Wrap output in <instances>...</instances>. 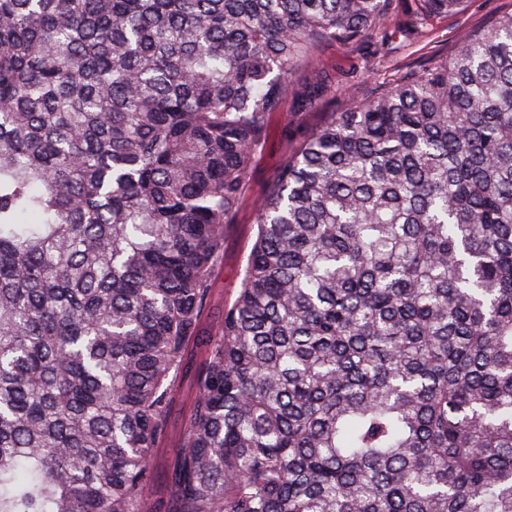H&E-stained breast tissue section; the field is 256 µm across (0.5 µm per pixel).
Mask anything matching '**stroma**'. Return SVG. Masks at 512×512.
Here are the masks:
<instances>
[{
    "mask_svg": "<svg viewBox=\"0 0 512 512\" xmlns=\"http://www.w3.org/2000/svg\"><path fill=\"white\" fill-rule=\"evenodd\" d=\"M414 9V0H396L388 22L393 33L389 43H382L376 35L356 46L325 45L316 64L335 72L332 92L309 109L301 108L297 100H289L283 112L272 117L268 149L253 164L244 203L235 223L226 231L224 261L214 276L213 297L205 312L207 321L218 322L225 305L236 297L257 231L256 202L265 194L278 166L293 154L302 136L319 125L323 113L342 108L352 97L392 83L416 61L451 53L464 33L511 12L512 0H466L460 12L434 18L426 25L415 23ZM194 394L192 377L178 381V403L171 415L169 436L154 453V472L146 488L147 502L155 512H170L173 506L170 471L191 414Z\"/></svg>",
    "mask_w": 512,
    "mask_h": 512,
    "instance_id": "stroma-1",
    "label": "stroma"
}]
</instances>
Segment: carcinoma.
<instances>
[{"label":"carcinoma","mask_w":512,"mask_h":512,"mask_svg":"<svg viewBox=\"0 0 512 512\" xmlns=\"http://www.w3.org/2000/svg\"><path fill=\"white\" fill-rule=\"evenodd\" d=\"M392 12L0 0V512H149L192 344L174 512H512V13L324 113L201 325L295 74Z\"/></svg>","instance_id":"carcinoma-1"}]
</instances>
